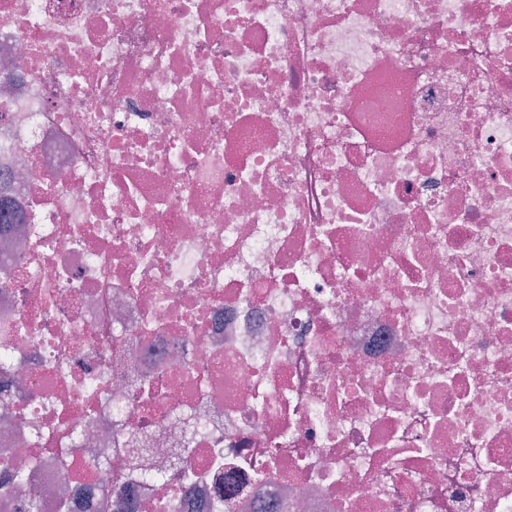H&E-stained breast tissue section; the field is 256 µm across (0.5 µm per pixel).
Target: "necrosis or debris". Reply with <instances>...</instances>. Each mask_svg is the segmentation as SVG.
Instances as JSON below:
<instances>
[{"label": "necrosis or debris", "mask_w": 512, "mask_h": 512, "mask_svg": "<svg viewBox=\"0 0 512 512\" xmlns=\"http://www.w3.org/2000/svg\"><path fill=\"white\" fill-rule=\"evenodd\" d=\"M0 196V512H512V0H0Z\"/></svg>", "instance_id": "necrosis-or-debris-1"}]
</instances>
